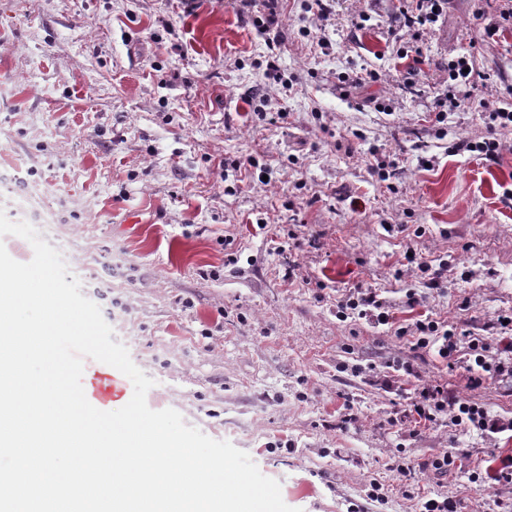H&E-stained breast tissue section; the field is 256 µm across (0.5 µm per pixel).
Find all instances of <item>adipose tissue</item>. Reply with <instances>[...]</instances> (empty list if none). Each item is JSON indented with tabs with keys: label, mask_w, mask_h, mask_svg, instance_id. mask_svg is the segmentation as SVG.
<instances>
[{
	"label": "adipose tissue",
	"mask_w": 512,
	"mask_h": 512,
	"mask_svg": "<svg viewBox=\"0 0 512 512\" xmlns=\"http://www.w3.org/2000/svg\"><path fill=\"white\" fill-rule=\"evenodd\" d=\"M22 277L46 311V327L67 330V323L56 318L61 300L52 275L26 270ZM41 358V372L29 379L39 405L24 413L20 434L0 443L1 451L22 461L9 473L7 492L1 498L8 512H43L48 500L72 501L77 489L89 484L107 491L117 507L132 494L152 492L159 479L175 488L185 512H202L204 501L223 497V471L196 470L194 455L178 440L156 444L154 420L127 396L106 400L99 411L87 415L81 436L70 443L67 462H60L52 447L33 446L32 436L50 437L60 414L81 410L99 384L93 375L79 374L52 349H45ZM118 445L128 451L147 449L145 465L121 464L114 454Z\"/></svg>",
	"instance_id": "adipose-tissue-1"
}]
</instances>
